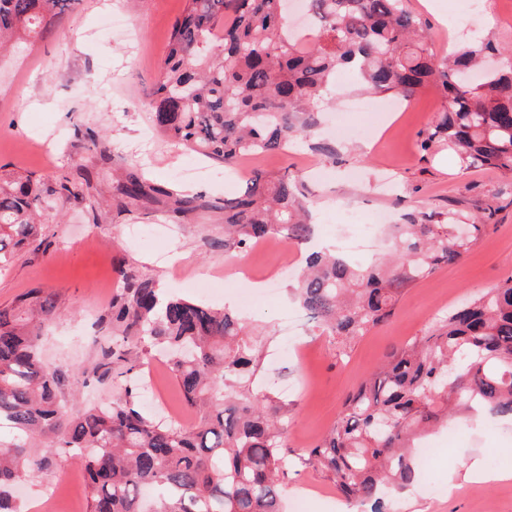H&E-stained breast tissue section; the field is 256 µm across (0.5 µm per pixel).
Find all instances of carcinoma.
Here are the masks:
<instances>
[{
	"instance_id": "obj_1",
	"label": "carcinoma",
	"mask_w": 512,
	"mask_h": 512,
	"mask_svg": "<svg viewBox=\"0 0 512 512\" xmlns=\"http://www.w3.org/2000/svg\"><path fill=\"white\" fill-rule=\"evenodd\" d=\"M285 0H186L150 91L153 121L169 142L234 165L243 155L288 149L308 134L336 90V72L409 100L432 90L441 106L419 132L429 154L450 148L464 169L512 175V51L478 39L440 58L404 0H305L317 20L307 40L285 24ZM80 0H0V54L50 31ZM128 204L157 203L173 223L209 207L198 193L161 187L134 171L113 182ZM42 193L27 176H0V263L39 231ZM312 200L299 175L256 171L224 198V249L246 252L275 234L310 240ZM491 228L448 211L394 225V247L361 263L313 252L291 289L299 309L344 351L391 319L405 291L461 260ZM48 317L54 297L33 292ZM112 345L99 378L132 376L152 350L168 365L190 425L162 424L125 385L109 406L69 407L61 375L39 354V331L0 309V427L22 436L0 448V512H23L17 485L80 459L87 512H282L288 476V407L254 385L261 334L236 311L165 295L150 279L112 296ZM512 417V276L439 314L424 335L396 345L344 401L336 424L300 458L345 497L372 502L415 479L411 442L447 413Z\"/></svg>"
}]
</instances>
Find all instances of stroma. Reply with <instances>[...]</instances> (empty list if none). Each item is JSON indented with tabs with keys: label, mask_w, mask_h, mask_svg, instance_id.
<instances>
[{
	"label": "stroma",
	"mask_w": 512,
	"mask_h": 512,
	"mask_svg": "<svg viewBox=\"0 0 512 512\" xmlns=\"http://www.w3.org/2000/svg\"><path fill=\"white\" fill-rule=\"evenodd\" d=\"M426 22L435 53L492 39L512 47V0H405ZM185 0H83L57 30L18 44L0 60V175H32L44 185L60 176L82 187L85 199L43 196L46 221L38 240L17 248L0 269V307L20 306L33 290L53 294L56 310L35 320L44 364L63 377L75 408L108 404L116 382L92 371L112 334L113 293L127 278L150 277L184 298L236 306L253 324L271 330L259 379L288 405V449L292 464L284 484V512H347L349 504L333 481L298 457L335 423L346 395L357 388L391 346L424 334L435 316L464 299L485 293L512 275V179L492 169H461L444 147L423 154L418 133L440 106L430 91L396 101L394 113L348 112L343 133L320 130L298 139L287 153H266L240 162V176L217 177L222 162L171 146L155 131L147 92L167 52L172 26ZM122 15L125 30L109 33L106 22ZM333 139L335 160L313 148ZM142 173L151 183L202 194L210 203L189 223H170L162 206L123 210L112 190L117 168ZM290 169L317 202L314 245L336 242V216L351 203L364 215L378 212L390 223L448 210L466 216L494 209L493 231L461 261L442 267L402 296L395 316L358 340L349 356L337 358L336 343L308 324L284 341V317L292 304L288 285L304 250L294 245H255L246 256L224 251V200L242 192L254 171ZM268 293L249 296L254 282ZM88 383L74 390L75 375ZM142 404L157 420L189 414L170 370L151 384ZM426 466L413 485L394 498L400 512H512V478L458 481L452 493L433 496L431 481L447 483L452 463L478 462L492 472V459H512V421L488 414L426 436ZM28 512H83L86 484L81 465L57 460L52 472L25 484Z\"/></svg>",
	"instance_id": "1"
}]
</instances>
